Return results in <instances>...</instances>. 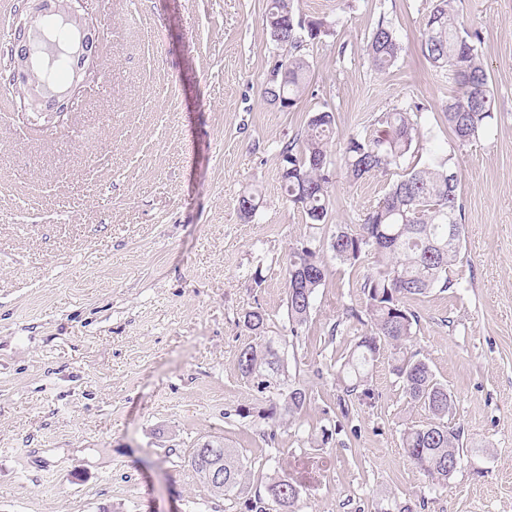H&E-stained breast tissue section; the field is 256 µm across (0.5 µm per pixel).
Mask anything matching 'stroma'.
<instances>
[{
	"instance_id": "35a3bbf8",
	"label": "stroma",
	"mask_w": 512,
	"mask_h": 512,
	"mask_svg": "<svg viewBox=\"0 0 512 512\" xmlns=\"http://www.w3.org/2000/svg\"><path fill=\"white\" fill-rule=\"evenodd\" d=\"M269 0H81L103 32L98 70L48 125L0 80V512H245L211 497L188 464L220 440L250 463L245 497L284 473L301 512H512V0H458L478 31L494 118L453 141L455 91L418 43L433 0H293L325 36L303 42L307 90L291 109L266 96L288 53L263 22ZM404 51L376 71L378 20ZM416 105L424 154L450 155L464 204L460 285L413 300L410 352L455 397L464 454L444 489L403 454L408 406L382 346L372 398L340 404L339 369L365 325L359 275L327 262L307 325L289 337L288 384L307 415L270 430L273 398L243 378V314L261 306L288 335L285 268L297 241L360 223L388 185L349 182V136ZM334 117L331 219L315 230L281 188L280 150L316 112ZM259 207L240 219L238 198ZM329 443H321L322 429Z\"/></svg>"
}]
</instances>
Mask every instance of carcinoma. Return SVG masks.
I'll list each match as a JSON object with an SVG mask.
<instances>
[{"label":"carcinoma","mask_w":512,"mask_h":512,"mask_svg":"<svg viewBox=\"0 0 512 512\" xmlns=\"http://www.w3.org/2000/svg\"><path fill=\"white\" fill-rule=\"evenodd\" d=\"M455 4L456 0H436L425 19L419 49L431 66L446 69L456 86L443 119L455 140L464 144L493 119V97L487 70L475 46L480 35L457 25ZM264 22L276 43L295 48L304 36L316 40L327 34L320 21L294 19L291 0H270ZM401 51L393 28L378 21L368 44L375 70L396 64ZM307 68L298 56L281 59L276 65L281 79L266 88L265 94L280 106L293 108L306 90ZM333 123L330 112L313 114L303 139L288 142L280 151L284 194L312 225L328 220L332 166L328 144ZM376 124L378 129L373 134L347 139L341 165L353 181L391 171L397 172V179L388 185L362 223L336 225L329 251L341 264L365 268L358 280L365 309L346 311L345 318L331 326L329 336L344 334L355 321L364 323V314L369 317V332L359 336L340 372L343 393L348 397L357 393L372 396L368 366L375 360L379 345L386 343L393 348V371L402 383L407 403L427 412L426 422L403 433V451L427 477L444 486L448 467L463 456L460 431L448 428L445 422L452 409V395L425 361L407 355L405 349L418 323L410 302L435 288L444 292L456 285L449 272L460 253L464 232L459 178L451 155L443 160L431 156L422 164L415 162L420 151L419 131L411 113L385 112ZM257 209L254 194L239 197L241 217L250 219ZM326 282L327 265L315 238L290 248L286 313L291 336L302 332L316 293ZM243 323L251 331L252 340L240 350L238 369L242 376L257 382L262 391L271 386L267 376L273 367L285 368L287 340L269 335L266 313L258 305L245 312ZM306 410V390L295 386L282 402L270 404L261 418L275 425L285 418L298 419ZM217 446L223 448L218 460L224 469V483L211 482L203 465L192 463L190 467L213 495L242 493L246 458L221 442ZM295 484L297 481L286 475L269 478L264 491L245 500L246 512H269L272 504L276 512H300L301 489L294 488Z\"/></svg>","instance_id":"1"}]
</instances>
